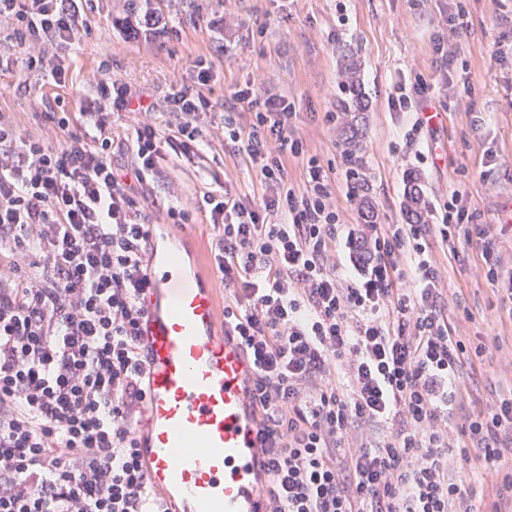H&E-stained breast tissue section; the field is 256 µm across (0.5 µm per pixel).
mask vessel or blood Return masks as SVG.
Returning a JSON list of instances; mask_svg holds the SVG:
<instances>
[{
	"label": "vessel or blood",
	"mask_w": 512,
	"mask_h": 512,
	"mask_svg": "<svg viewBox=\"0 0 512 512\" xmlns=\"http://www.w3.org/2000/svg\"><path fill=\"white\" fill-rule=\"evenodd\" d=\"M179 269L178 256L153 252L143 296L149 481L185 512H262L251 366L234 341L213 336L210 288L182 282Z\"/></svg>",
	"instance_id": "1"
}]
</instances>
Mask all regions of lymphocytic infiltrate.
<instances>
[{
    "mask_svg": "<svg viewBox=\"0 0 512 512\" xmlns=\"http://www.w3.org/2000/svg\"><path fill=\"white\" fill-rule=\"evenodd\" d=\"M86 2L0 0V23L26 65L58 83V53L85 24ZM166 28L152 6L120 25L128 40ZM45 40L57 55L36 54ZM194 68L196 93L165 98L180 116L175 134L161 137L149 115L137 122L126 174L112 165L104 115L129 109L125 83H97L85 106L92 137L70 133L65 116L60 146L0 122V512H174L139 452L150 227L134 186L157 174L164 149L187 156L203 142L217 75L203 57ZM290 117L271 96L252 131L225 120V140L255 165L263 194L202 196L224 334L254 367L265 512H473L448 460L476 450L496 466L512 454V390L467 408L458 379L487 346L449 322L432 246L477 244L487 279L512 301L498 234L455 192L436 224L341 223L331 178ZM287 154L303 162L302 188L286 179Z\"/></svg>",
    "mask_w": 512,
    "mask_h": 512,
    "instance_id": "f902f5d3",
    "label": "lymphocytic infiltrate"
}]
</instances>
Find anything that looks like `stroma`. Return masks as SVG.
I'll use <instances>...</instances> for the list:
<instances>
[{
	"instance_id": "1",
	"label": "stroma",
	"mask_w": 512,
	"mask_h": 512,
	"mask_svg": "<svg viewBox=\"0 0 512 512\" xmlns=\"http://www.w3.org/2000/svg\"><path fill=\"white\" fill-rule=\"evenodd\" d=\"M142 2L89 0L88 26L63 55L64 85L49 82L36 67L0 74V116L23 137L51 132V112L69 113L71 132H88L82 106L94 96L95 81L112 77L159 112L158 127L168 136L178 120L167 113L164 98L195 92L193 61L206 57L218 74L208 95L206 142L190 157L165 151L160 175L145 184L140 205L146 222L160 227L162 243L183 254L191 280L210 285L215 299L224 289L211 271L212 229L197 203L208 190L262 195L254 167L224 139L225 117L245 127L252 120L250 105L232 95L237 87H252L260 101L287 99L291 129L328 171L342 223H363L365 197L374 223H407L411 175L426 201L425 223L438 222L455 190L477 223H500L503 203L512 198V0H153L168 17L166 31L152 41H127L115 22L129 4ZM458 12L463 25L450 29L448 17ZM214 19L223 32L212 31ZM446 55L453 68L443 66ZM350 58L358 67L363 112L338 108ZM419 79L431 87L428 98L409 111L393 110L396 85ZM429 110L443 117L436 133L410 140L412 125ZM351 124L360 129L354 145L347 141ZM172 206L189 209L184 227L168 216ZM433 254L448 290L449 319L459 334L484 337L489 345L462 380L477 411L491 388L512 385V306L487 280L477 249L452 264L442 248ZM509 472L507 462L464 464L475 512L495 506L512 512V492L503 488Z\"/></svg>"
}]
</instances>
